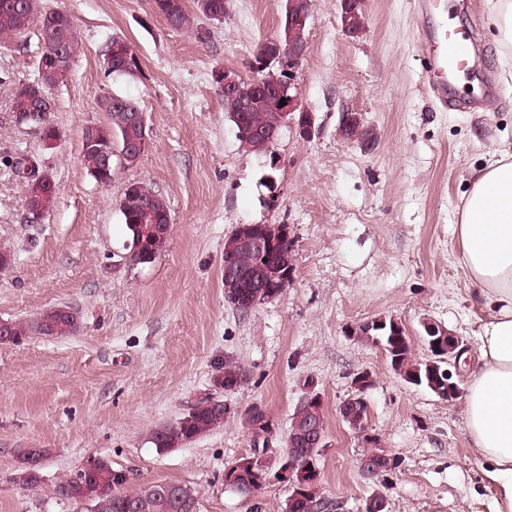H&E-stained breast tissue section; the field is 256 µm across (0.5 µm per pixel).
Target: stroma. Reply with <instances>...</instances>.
I'll return each mask as SVG.
<instances>
[{"label": "stroma", "mask_w": 512, "mask_h": 512, "mask_svg": "<svg viewBox=\"0 0 512 512\" xmlns=\"http://www.w3.org/2000/svg\"><path fill=\"white\" fill-rule=\"evenodd\" d=\"M417 0H364V28L347 35L340 0H313L308 50L298 74L314 128L282 129L272 154L240 149L215 79L250 73L257 44L278 32L285 0H233L224 19L170 28L154 0H42L73 19L81 48L55 87L56 148L15 126L10 84L36 78V38L0 41V161L37 158L53 175V208L28 214L24 186L0 164V246L13 255L0 273V320L32 319L61 305L80 318L67 337L0 344V512H76L58 486L104 458L128 473L129 488L178 481L199 512H282L288 486L270 480L246 499L224 470L253 450L246 411L273 421L268 455L286 446L293 410L314 381L326 421L318 466L332 512H359L378 494L388 512H490L491 492L469 450L462 401L406 384L384 350L352 337L379 318L400 322L416 359L427 356L431 319L474 346L483 312L456 264L455 226L473 170L497 150L512 152V79L485 0H453L457 25H478L480 66L461 83L497 91L479 112L443 111L422 79ZM126 39L141 70L106 74L102 53ZM133 98L145 113L147 147L136 165L112 162L97 185L80 162L88 127L108 115L104 95ZM359 112L371 147L338 132ZM152 186L168 203L172 231L148 264L129 259L119 210L126 184ZM240 224H284L294 244L291 282L277 299L240 312L224 298V241ZM245 382L217 392L225 363ZM370 373L368 438L338 407ZM222 395L234 409L222 427L183 447L157 450L150 433ZM397 457L371 479L358 459L368 442ZM45 452L42 481L15 480L22 456Z\"/></svg>", "instance_id": "stroma-1"}]
</instances>
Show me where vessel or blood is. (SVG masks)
I'll use <instances>...</instances> for the list:
<instances>
[{"label": "vessel or blood", "instance_id": "b4317fda", "mask_svg": "<svg viewBox=\"0 0 512 512\" xmlns=\"http://www.w3.org/2000/svg\"><path fill=\"white\" fill-rule=\"evenodd\" d=\"M423 17L419 40L424 46L423 80L441 108L480 111L483 101L463 98L459 82L471 71L472 49L477 32L474 27L456 25L448 11V0H418Z\"/></svg>", "mask_w": 512, "mask_h": 512}]
</instances>
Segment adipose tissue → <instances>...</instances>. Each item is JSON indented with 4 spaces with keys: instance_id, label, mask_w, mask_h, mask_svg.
Here are the masks:
<instances>
[{
    "instance_id": "adipose-tissue-1",
    "label": "adipose tissue",
    "mask_w": 512,
    "mask_h": 512,
    "mask_svg": "<svg viewBox=\"0 0 512 512\" xmlns=\"http://www.w3.org/2000/svg\"><path fill=\"white\" fill-rule=\"evenodd\" d=\"M456 235L459 267L483 311L463 405L470 452L492 491L491 512H512V153L473 171Z\"/></svg>"
}]
</instances>
